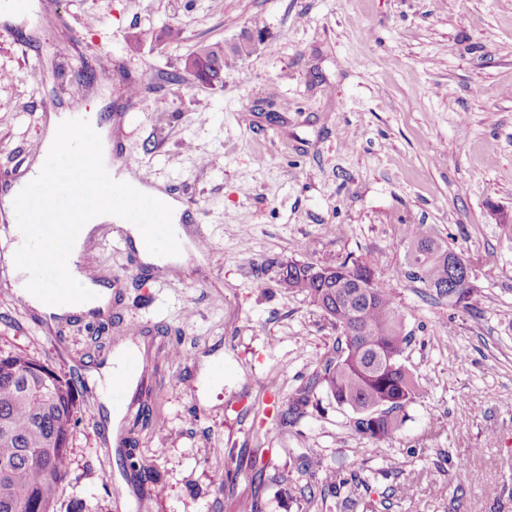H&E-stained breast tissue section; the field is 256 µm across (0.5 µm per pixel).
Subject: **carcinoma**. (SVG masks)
<instances>
[{
    "label": "carcinoma",
    "mask_w": 512,
    "mask_h": 512,
    "mask_svg": "<svg viewBox=\"0 0 512 512\" xmlns=\"http://www.w3.org/2000/svg\"><path fill=\"white\" fill-rule=\"evenodd\" d=\"M252 51L224 43L186 55L183 70L198 82L224 73L228 57ZM408 278L440 296L465 304L471 288L449 270L448 260L468 261L421 225L407 231ZM278 284L301 292L341 330L336 356L327 359L300 396L278 415L285 427L302 414L316 388L356 414L355 431L371 440L392 439L398 413L423 393L421 382L400 363L407 336L405 311L382 288L373 269L356 260L315 264L290 259L278 264ZM75 386L39 361L0 352V512H57L58 489L70 465Z\"/></svg>",
    "instance_id": "1"
}]
</instances>
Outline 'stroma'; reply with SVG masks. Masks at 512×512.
<instances>
[{"mask_svg":"<svg viewBox=\"0 0 512 512\" xmlns=\"http://www.w3.org/2000/svg\"><path fill=\"white\" fill-rule=\"evenodd\" d=\"M29 3L11 22L0 0V180L36 156L44 104L92 108L133 172L193 200L184 230L206 238L183 267L139 270L129 234L102 225L103 316L48 324L0 277V350L75 384L60 512L77 497L100 512H240L254 495L263 512H512V239L497 222L512 214V0ZM169 26L178 41L161 39ZM256 28L266 49L228 60L222 83L183 73L200 45ZM96 43L120 69H99ZM138 79L163 111L126 108ZM412 224L470 260L471 309L407 278ZM289 258L364 262L405 310L401 362L425 391L392 440L357 434L321 388L277 426L340 335L277 285ZM129 338L145 369L114 429L90 373ZM218 353L224 384L201 398ZM145 403L156 425H134ZM325 473L345 485L325 492Z\"/></svg>","mask_w":512,"mask_h":512,"instance_id":"obj_1","label":"stroma"}]
</instances>
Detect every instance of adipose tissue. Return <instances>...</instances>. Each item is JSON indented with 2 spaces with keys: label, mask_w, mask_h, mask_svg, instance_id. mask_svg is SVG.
Listing matches in <instances>:
<instances>
[{
  "label": "adipose tissue",
  "mask_w": 512,
  "mask_h": 512,
  "mask_svg": "<svg viewBox=\"0 0 512 512\" xmlns=\"http://www.w3.org/2000/svg\"><path fill=\"white\" fill-rule=\"evenodd\" d=\"M87 143L78 165H71L66 142ZM82 182L93 184L97 198L77 232H70L72 213L68 207L51 208L52 197L71 194ZM122 184L136 197L162 201L168 224L167 238L154 235L152 226L129 222L124 209L112 202L113 184ZM27 203L35 220L30 229L10 226L11 241L4 254L7 265L15 267L11 282L14 293L49 321L74 314L107 312L112 304V290L102 283L82 280L73 265L99 226L117 224L129 231L144 262L158 266L182 264L187 258V236L180 224L184 207L181 202L159 189L140 182L131 172L115 174L112 165L110 129L97 121L77 122L70 113L51 116L48 135L41 153L30 170L0 199V206L13 210L17 201ZM55 225L46 233L41 217ZM42 267L47 275L45 289L30 284L18 264Z\"/></svg>",
  "instance_id": "obj_1"
}]
</instances>
